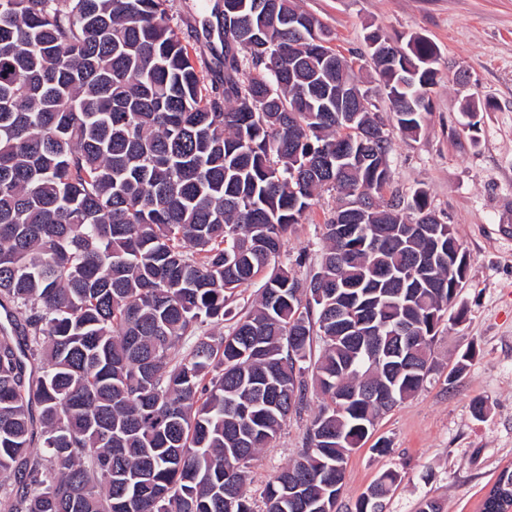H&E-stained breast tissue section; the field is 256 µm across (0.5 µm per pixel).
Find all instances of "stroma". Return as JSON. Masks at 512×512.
<instances>
[{"mask_svg":"<svg viewBox=\"0 0 512 512\" xmlns=\"http://www.w3.org/2000/svg\"><path fill=\"white\" fill-rule=\"evenodd\" d=\"M215 0H169L168 9L199 63L210 66L217 35L202 19ZM329 31L343 56L367 52L376 30L406 43L430 40L438 51L437 84L417 138L403 135L389 104L377 112L392 139L390 189L407 197L428 192L442 222L451 224L469 256L466 277L432 345L435 366L424 388L380 415L373 439L389 443L380 455L362 446L348 457L343 502L352 506L387 469L401 479L386 512H418L434 499L443 512H481L497 473L512 466V0H299ZM476 110L467 127V106ZM336 206L323 193L295 225L278 265L306 277L323 246L322 226ZM474 357L465 369L463 353ZM483 400V415L472 410ZM320 398L283 424L248 468L246 491L260 500L265 484L296 459Z\"/></svg>","mask_w":512,"mask_h":512,"instance_id":"35a3bbf8","label":"stroma"}]
</instances>
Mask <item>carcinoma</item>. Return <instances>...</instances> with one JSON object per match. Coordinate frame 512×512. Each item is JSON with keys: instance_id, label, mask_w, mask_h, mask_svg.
<instances>
[{"instance_id": "1", "label": "carcinoma", "mask_w": 512, "mask_h": 512, "mask_svg": "<svg viewBox=\"0 0 512 512\" xmlns=\"http://www.w3.org/2000/svg\"><path fill=\"white\" fill-rule=\"evenodd\" d=\"M267 2L214 8L219 93L167 0H0L3 512H342L349 454L433 370L469 255L427 191L384 199L392 141L373 97L417 137L437 49L370 36L378 86L363 90L316 17ZM338 147L376 159L338 178ZM322 191L338 206L317 269L267 272ZM401 328L414 362L390 357ZM311 388L306 448L258 511L249 463ZM398 480L383 471L354 512H384ZM511 505L507 466L483 509Z\"/></svg>"}]
</instances>
